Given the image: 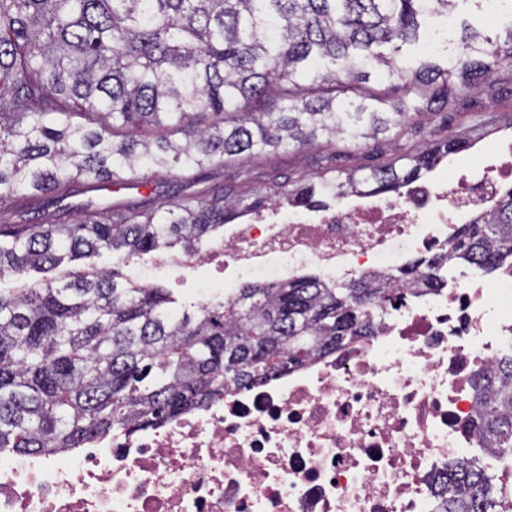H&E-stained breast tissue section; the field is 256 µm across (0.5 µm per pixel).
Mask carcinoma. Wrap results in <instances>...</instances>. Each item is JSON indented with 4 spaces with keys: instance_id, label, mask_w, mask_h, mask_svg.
<instances>
[{
    "instance_id": "1",
    "label": "carcinoma",
    "mask_w": 512,
    "mask_h": 512,
    "mask_svg": "<svg viewBox=\"0 0 512 512\" xmlns=\"http://www.w3.org/2000/svg\"><path fill=\"white\" fill-rule=\"evenodd\" d=\"M481 0H0V209L26 193L56 201L81 180L122 186L252 160L321 137L402 136L451 98L494 90L512 25L468 29L443 61L404 49L437 15ZM469 147L449 135L391 161L280 191L398 193ZM264 199L184 195L154 211L85 207L73 224H0V279L102 250L193 252ZM512 258V193L458 230L453 251L399 279L426 288L451 261ZM386 288L308 274L251 283L190 314L170 293L112 270L75 269L0 291V455L81 448L173 421L234 387L301 367L369 333ZM480 428L512 448V358L479 379ZM437 512H504L483 471L448 467Z\"/></svg>"
}]
</instances>
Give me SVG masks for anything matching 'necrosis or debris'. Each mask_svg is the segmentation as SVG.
<instances>
[{
    "label": "necrosis or debris",
    "instance_id": "4bbe7bcc",
    "mask_svg": "<svg viewBox=\"0 0 512 512\" xmlns=\"http://www.w3.org/2000/svg\"><path fill=\"white\" fill-rule=\"evenodd\" d=\"M511 186L512 147H499L455 179L273 205L206 251L157 257L158 268L223 271L228 299L311 272L384 280L394 301L371 309V335L172 422L0 456V512H435L449 464L483 445L475 379L512 355V260L489 273L450 265L423 291L393 275L450 250Z\"/></svg>",
    "mask_w": 512,
    "mask_h": 512
}]
</instances>
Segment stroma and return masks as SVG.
I'll use <instances>...</instances> for the list:
<instances>
[{"instance_id": "stroma-1", "label": "stroma", "mask_w": 512, "mask_h": 512, "mask_svg": "<svg viewBox=\"0 0 512 512\" xmlns=\"http://www.w3.org/2000/svg\"><path fill=\"white\" fill-rule=\"evenodd\" d=\"M494 79L493 93L457 102L443 114L420 117L396 143L365 140L356 145L341 138L330 142L322 139L310 147L279 151L251 161L250 173L245 177L241 176L240 168L235 164L199 170L192 186L175 171L151 182L134 176L130 179L129 188L119 187L112 192L76 183L66 199L54 204L36 197L21 196L16 200L14 210L0 217V222L40 224L49 213L58 222L70 224L78 219L81 208L89 201L101 208L154 210L170 197L195 188L231 198L258 194L269 197L285 184L388 162L393 158L395 148L409 151L451 132L469 137L472 141L469 152L474 155L489 147L493 140L512 141V66L503 65ZM151 282L166 288L176 301V310L182 311L200 302L206 287L219 286L222 279L208 271L167 267L157 269Z\"/></svg>"}]
</instances>
